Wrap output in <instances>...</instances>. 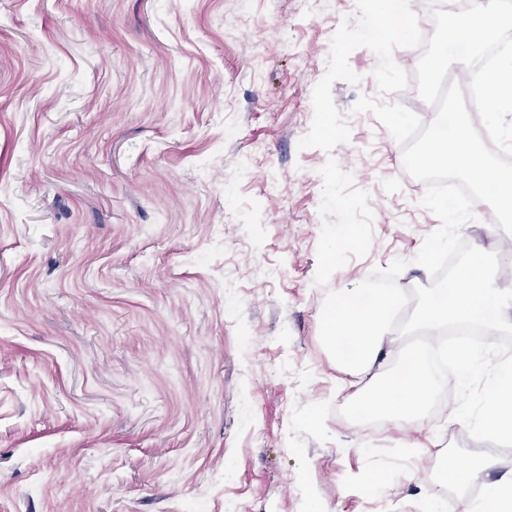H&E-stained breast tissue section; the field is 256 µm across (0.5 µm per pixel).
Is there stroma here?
I'll return each mask as SVG.
<instances>
[{
    "label": "stroma",
    "instance_id": "stroma-1",
    "mask_svg": "<svg viewBox=\"0 0 512 512\" xmlns=\"http://www.w3.org/2000/svg\"><path fill=\"white\" fill-rule=\"evenodd\" d=\"M355 9L0 0V512H430L429 468L482 440L336 417L324 309L363 275L430 286L440 225L353 110L401 98L370 49L332 87L348 142L301 144Z\"/></svg>",
    "mask_w": 512,
    "mask_h": 512
}]
</instances>
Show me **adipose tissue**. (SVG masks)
I'll return each instance as SVG.
<instances>
[{
	"instance_id": "adipose-tissue-1",
	"label": "adipose tissue",
	"mask_w": 512,
	"mask_h": 512,
	"mask_svg": "<svg viewBox=\"0 0 512 512\" xmlns=\"http://www.w3.org/2000/svg\"><path fill=\"white\" fill-rule=\"evenodd\" d=\"M473 9L448 27L444 50L435 66L467 69L473 48L512 29V12L502 11L495 0H473ZM405 289L368 290L365 280L338 291L325 315V335L348 336L356 345L353 359L337 369L359 382L354 403L371 418L392 427L421 424L439 387L435 372L409 337L417 330L435 333L467 323L485 329L512 330V288L502 285L501 271L488 252L475 248L450 285L430 290L418 302L408 323L395 326V316L407 301ZM481 431L495 438H512V361L500 364L494 385L482 398ZM497 460L486 454L470 455L459 463L455 455L443 459V478L431 500L448 497L449 483H461L480 472H492ZM459 512H512V474L485 486L482 500L460 499Z\"/></svg>"
}]
</instances>
